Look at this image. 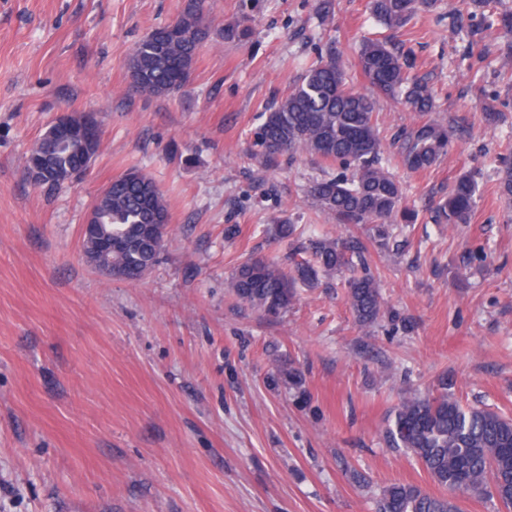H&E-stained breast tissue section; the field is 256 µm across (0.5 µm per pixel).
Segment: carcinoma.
<instances>
[{"label": "carcinoma", "mask_w": 512, "mask_h": 512, "mask_svg": "<svg viewBox=\"0 0 512 512\" xmlns=\"http://www.w3.org/2000/svg\"><path fill=\"white\" fill-rule=\"evenodd\" d=\"M436 0H371L373 15L389 30L403 28L419 11ZM176 35L166 41L147 34L129 59L130 79L140 82L139 94L166 96L185 84L174 63L190 71L199 48L210 33L208 0H186ZM251 27L248 15L224 28L229 39H244ZM357 66L370 86L400 99L413 112L434 111L435 89L410 75L388 43L365 39L356 55ZM374 102L346 86L342 58L333 56L310 67L288 95L262 115L252 132V158L264 169L285 153L303 152L336 164L341 172L312 183L308 196L319 212L338 224H372L381 246L387 244V225L402 211L401 182L381 164ZM404 167L419 171L440 163L449 149L447 130L436 121L406 129L399 136ZM84 141L54 139L45 131L34 144L25 167L48 171V185L56 186L80 174L76 157ZM474 175H460L448 192L435 201L432 218L438 224H467L478 194ZM498 192L512 200V159L501 162ZM92 224L100 236L126 242V247L98 256L96 268L122 272L134 265L139 277L157 263L163 247L139 233L150 216H169L164 194L148 174L131 169L112 179V190L100 192L93 204ZM313 260L287 272L276 262L251 257L237 266L229 288L246 307L277 319L288 312L296 288H312L320 277L350 271L346 281L349 307L361 327L381 316L383 299L376 279L355 275L364 264L365 245L358 239H312ZM386 438L393 448L412 455L432 482L448 491L435 496L415 485L393 483L382 488L378 512H460L457 496L477 494L491 487L503 507L512 509V418L487 408L464 407L448 387L429 397H404L388 424Z\"/></svg>", "instance_id": "obj_1"}]
</instances>
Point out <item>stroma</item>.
Instances as JSON below:
<instances>
[{"label":"stroma","mask_w":512,"mask_h":512,"mask_svg":"<svg viewBox=\"0 0 512 512\" xmlns=\"http://www.w3.org/2000/svg\"><path fill=\"white\" fill-rule=\"evenodd\" d=\"M370 0H210L211 36L167 97L128 93V58L185 0H0V512H375L383 486L433 489L384 429L401 399L447 383L462 404L512 417V0H438L399 32ZM251 18L250 39L224 26ZM389 40L435 88L436 110L372 93L363 38ZM340 53L349 87L372 94L383 164L416 223L366 265L384 299L359 327L341 277L302 288L279 319L228 283L243 260L289 268L316 237H368L324 220L307 195L331 167L304 153L258 169L251 132L309 65ZM92 114L102 148L57 187L23 179L60 112ZM499 113L487 123L485 113ZM437 120L451 147L407 171L398 134ZM169 206L164 252L137 281L86 262L81 229L98 193L129 169ZM469 223L430 218L463 173ZM296 224L294 240L276 235ZM486 262L458 269L467 250Z\"/></svg>","instance_id":"1"}]
</instances>
